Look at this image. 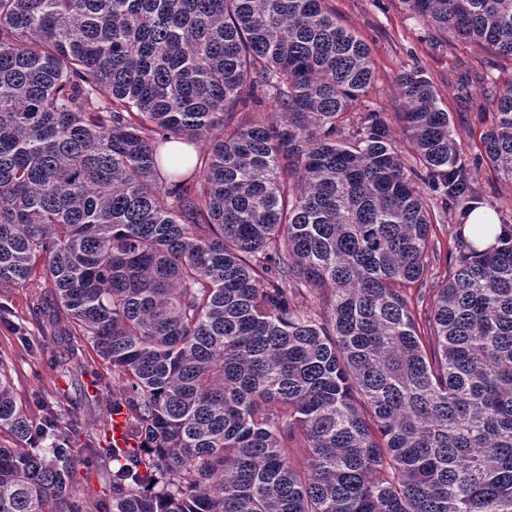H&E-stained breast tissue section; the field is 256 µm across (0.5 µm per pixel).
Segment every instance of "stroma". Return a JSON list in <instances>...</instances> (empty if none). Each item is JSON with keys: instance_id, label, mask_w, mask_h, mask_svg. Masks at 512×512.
<instances>
[{"instance_id": "obj_1", "label": "stroma", "mask_w": 512, "mask_h": 512, "mask_svg": "<svg viewBox=\"0 0 512 512\" xmlns=\"http://www.w3.org/2000/svg\"><path fill=\"white\" fill-rule=\"evenodd\" d=\"M327 6L370 49L375 80L364 105L389 115L402 111L396 76L413 66L422 68L449 113L454 137L463 147L462 159L472 166L484 205L494 210L500 222L512 225V181L488 164L474 162L480 138L492 127L495 112L483 106L480 96L462 98L453 73L460 64L504 81L512 78V65L481 44L427 27L410 16L400 0H328ZM457 228L451 215L435 226L437 258L424 276L427 287H440L445 280L446 257L457 248ZM0 359L9 368L17 397L32 421H40L44 405L57 401L60 430L73 447L103 440L112 410V368L75 334L42 279L0 283Z\"/></svg>"}]
</instances>
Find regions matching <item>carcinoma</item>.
Wrapping results in <instances>:
<instances>
[{
  "instance_id": "cac0c4a2",
  "label": "carcinoma",
  "mask_w": 512,
  "mask_h": 512,
  "mask_svg": "<svg viewBox=\"0 0 512 512\" xmlns=\"http://www.w3.org/2000/svg\"><path fill=\"white\" fill-rule=\"evenodd\" d=\"M325 2L0 0V282L51 285L135 439L70 447L0 360V512H512V226L448 263L423 342L407 289L476 191L423 69L413 159L351 116L373 62ZM399 2L512 64V0ZM473 88L512 180V81ZM170 142L206 152L167 172ZM73 483L81 494L89 493L99 499L110 497L109 488L100 480L94 469L77 462L73 469Z\"/></svg>"
}]
</instances>
